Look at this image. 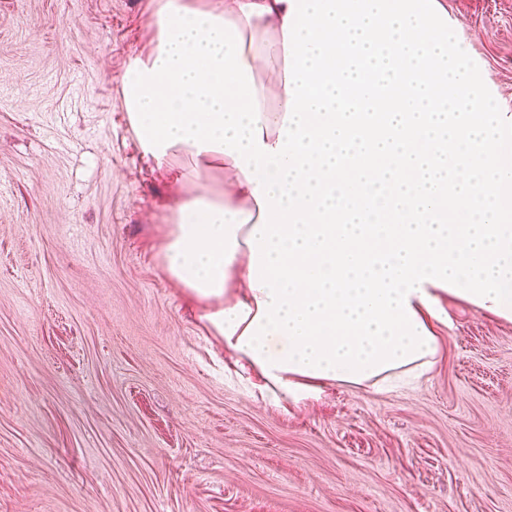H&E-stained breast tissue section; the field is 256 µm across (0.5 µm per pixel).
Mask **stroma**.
Instances as JSON below:
<instances>
[{
    "label": "stroma",
    "instance_id": "obj_1",
    "mask_svg": "<svg viewBox=\"0 0 512 512\" xmlns=\"http://www.w3.org/2000/svg\"><path fill=\"white\" fill-rule=\"evenodd\" d=\"M164 0H0V512H512V321L446 299L400 391L254 390L157 252L121 77ZM512 125V0H445Z\"/></svg>",
    "mask_w": 512,
    "mask_h": 512
}]
</instances>
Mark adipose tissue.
<instances>
[{"instance_id": "adipose-tissue-1", "label": "adipose tissue", "mask_w": 512, "mask_h": 512, "mask_svg": "<svg viewBox=\"0 0 512 512\" xmlns=\"http://www.w3.org/2000/svg\"><path fill=\"white\" fill-rule=\"evenodd\" d=\"M441 0H165L122 91L170 198L165 275L274 402L410 385L444 298L512 320V132Z\"/></svg>"}]
</instances>
